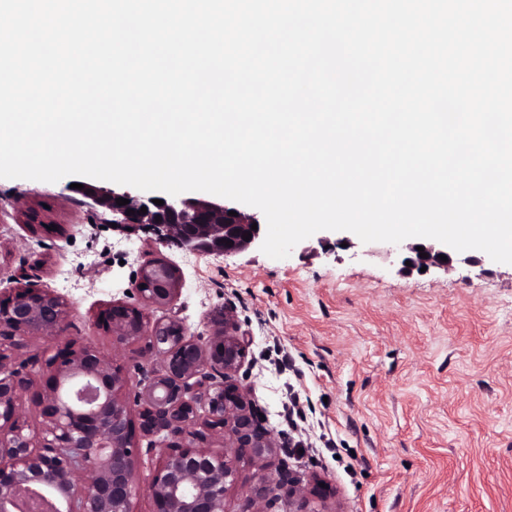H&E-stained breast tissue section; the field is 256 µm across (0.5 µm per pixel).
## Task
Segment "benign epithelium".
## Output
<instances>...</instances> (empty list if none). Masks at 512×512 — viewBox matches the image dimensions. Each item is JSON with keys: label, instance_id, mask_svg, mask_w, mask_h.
Segmentation results:
<instances>
[{"label": "benign epithelium", "instance_id": "1", "mask_svg": "<svg viewBox=\"0 0 512 512\" xmlns=\"http://www.w3.org/2000/svg\"><path fill=\"white\" fill-rule=\"evenodd\" d=\"M67 191L95 215L111 216L116 231L128 237L144 228L165 231L192 254L235 255L266 235L258 216L220 200L132 194L86 181ZM120 197L129 203L118 205ZM420 247L428 257H420ZM395 250L407 274L453 267L454 250L437 240ZM180 284L173 265L151 260L135 281L141 304L114 301L101 312L112 346L136 344L138 354L160 360L134 388L125 365L66 335L71 307L61 296L27 287L0 294V512H132L140 492L139 438L158 455L146 488L150 512H227L225 495L238 484L243 463L255 473L242 486L240 512H328L333 488L290 467V448L264 425L261 407L238 379L253 360L232 308L210 312L205 338L173 317L149 320L145 307L173 303ZM33 339L49 346L21 357ZM28 401L43 417L39 438L27 432Z\"/></svg>", "mask_w": 512, "mask_h": 512}]
</instances>
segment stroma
<instances>
[{
    "label": "stroma",
    "mask_w": 512,
    "mask_h": 512,
    "mask_svg": "<svg viewBox=\"0 0 512 512\" xmlns=\"http://www.w3.org/2000/svg\"><path fill=\"white\" fill-rule=\"evenodd\" d=\"M62 188L0 179V290L54 291L72 306L69 336L108 354L99 310L164 258L182 293L149 317L203 334L210 310L234 307L254 357L240 379L338 512H512V264L409 275L386 243L329 230L281 260L199 256L112 231ZM26 206L51 225L21 223Z\"/></svg>",
    "instance_id": "obj_1"
}]
</instances>
